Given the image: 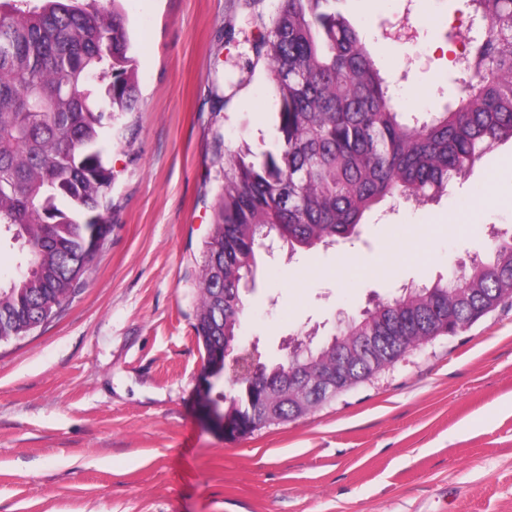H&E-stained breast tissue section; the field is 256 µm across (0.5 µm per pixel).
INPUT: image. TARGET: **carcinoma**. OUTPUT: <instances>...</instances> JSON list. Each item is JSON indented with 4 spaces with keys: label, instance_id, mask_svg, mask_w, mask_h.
I'll list each match as a JSON object with an SVG mask.
<instances>
[{
    "label": "carcinoma",
    "instance_id": "cac0c4a2",
    "mask_svg": "<svg viewBox=\"0 0 512 512\" xmlns=\"http://www.w3.org/2000/svg\"><path fill=\"white\" fill-rule=\"evenodd\" d=\"M120 0H0V244L18 250L17 274L0 280V338L49 320L112 233L114 174L105 140L135 110L139 80ZM346 0H275L258 16L255 56L266 61L278 101L273 148L243 141L224 150L197 288L195 333L224 362L238 345L256 248L268 238L294 251L359 234L387 198L436 200L512 140V0H466L475 34L450 81L458 96L421 120L391 104L386 79L362 41ZM487 261L470 260L462 283L442 277L380 301L338 326L299 369L337 368L359 380L373 364L356 357L359 337L378 336L376 364L491 304L512 303V236L491 239ZM224 402L232 427L254 432L261 402L277 421L324 403L295 389L259 395L246 377Z\"/></svg>",
    "mask_w": 512,
    "mask_h": 512
}]
</instances>
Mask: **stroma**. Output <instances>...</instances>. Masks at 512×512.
<instances>
[{
  "instance_id": "1",
  "label": "stroma",
  "mask_w": 512,
  "mask_h": 512,
  "mask_svg": "<svg viewBox=\"0 0 512 512\" xmlns=\"http://www.w3.org/2000/svg\"><path fill=\"white\" fill-rule=\"evenodd\" d=\"M138 109L107 143L112 233L54 317L0 342V512H512V307L308 415L225 442L201 402L197 279L225 147L272 144L251 43L272 0H122ZM398 111L439 112L462 0H348ZM234 29L237 44L224 42ZM456 39H449V32ZM512 234V141L450 196L386 201L360 238L257 255L242 346L282 359L338 315L489 259Z\"/></svg>"
}]
</instances>
